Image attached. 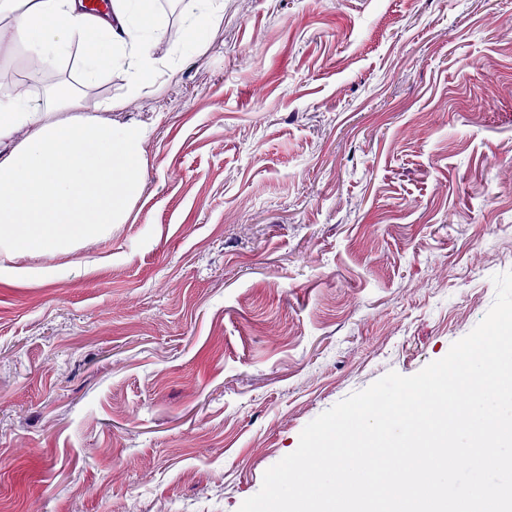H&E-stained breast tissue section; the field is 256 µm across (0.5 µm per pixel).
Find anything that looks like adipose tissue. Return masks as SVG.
<instances>
[{
    "mask_svg": "<svg viewBox=\"0 0 512 512\" xmlns=\"http://www.w3.org/2000/svg\"><path fill=\"white\" fill-rule=\"evenodd\" d=\"M156 0H111L98 17L83 0H0V45L21 47L30 65L71 45L84 82L125 69L138 85L155 74L165 38ZM221 0H185L183 44L197 51ZM77 97L47 105L25 88L0 97V252H68L123 223L142 188L146 131L80 111Z\"/></svg>",
    "mask_w": 512,
    "mask_h": 512,
    "instance_id": "adipose-tissue-1",
    "label": "adipose tissue"
}]
</instances>
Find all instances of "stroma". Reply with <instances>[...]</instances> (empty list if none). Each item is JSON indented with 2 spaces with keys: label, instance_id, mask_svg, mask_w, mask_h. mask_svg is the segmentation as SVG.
Listing matches in <instances>:
<instances>
[{
  "label": "stroma",
  "instance_id": "35a3bbf8",
  "mask_svg": "<svg viewBox=\"0 0 512 512\" xmlns=\"http://www.w3.org/2000/svg\"><path fill=\"white\" fill-rule=\"evenodd\" d=\"M223 2L193 55L158 0L140 91L43 65L35 99L146 127V178L108 233L0 254V512H238L512 271V0Z\"/></svg>",
  "mask_w": 512,
  "mask_h": 512
}]
</instances>
